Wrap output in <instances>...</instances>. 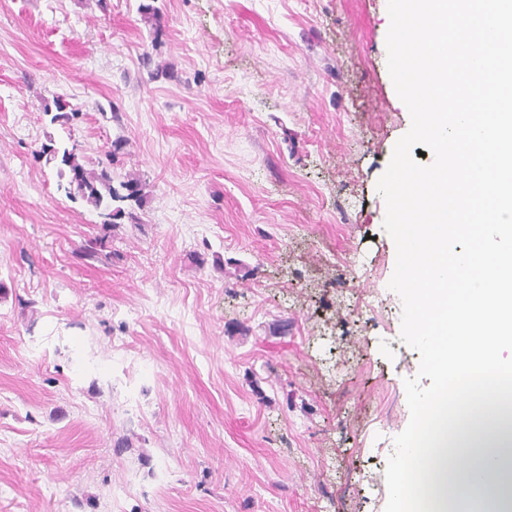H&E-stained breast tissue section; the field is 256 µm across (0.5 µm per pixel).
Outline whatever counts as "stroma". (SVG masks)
<instances>
[{
    "label": "stroma",
    "instance_id": "obj_1",
    "mask_svg": "<svg viewBox=\"0 0 512 512\" xmlns=\"http://www.w3.org/2000/svg\"><path fill=\"white\" fill-rule=\"evenodd\" d=\"M392 23L387 0H0V512H395L439 381L394 286L393 170L435 157ZM51 138L114 150L138 223L58 191Z\"/></svg>",
    "mask_w": 512,
    "mask_h": 512
}]
</instances>
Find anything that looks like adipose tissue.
<instances>
[{
  "instance_id": "ef3b65f1",
  "label": "adipose tissue",
  "mask_w": 512,
  "mask_h": 512,
  "mask_svg": "<svg viewBox=\"0 0 512 512\" xmlns=\"http://www.w3.org/2000/svg\"><path fill=\"white\" fill-rule=\"evenodd\" d=\"M392 43L405 29L422 27L432 34L437 58L432 66L406 54L409 81L401 97L415 107L413 134L431 141L438 158L423 175L398 167L395 181L408 195L393 211L401 231L403 260L397 284L414 309L412 326L428 337L430 366L440 386L409 437L412 452L400 470L406 490L401 512H419V478L429 475L441 490L432 500L434 512H512V277L503 271L506 253L496 251L495 238H512V204L498 192L512 181L499 156L512 153V113L478 108L486 96L512 93V79L492 80V63L476 68L486 37L483 16L498 15L512 25V0H398ZM470 73L466 95H459L452 73ZM483 214L479 225H452L461 203ZM468 234V250L454 248L456 236ZM495 320V337H475L479 325ZM463 395L458 412L443 405L450 395ZM495 482L475 481L484 468Z\"/></svg>"
}]
</instances>
